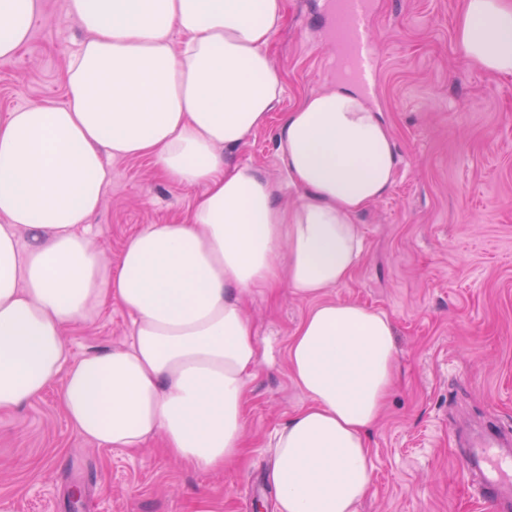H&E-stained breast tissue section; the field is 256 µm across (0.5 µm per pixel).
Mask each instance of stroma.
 Instances as JSON below:
<instances>
[{
	"instance_id": "stroma-1",
	"label": "stroma",
	"mask_w": 512,
	"mask_h": 512,
	"mask_svg": "<svg viewBox=\"0 0 512 512\" xmlns=\"http://www.w3.org/2000/svg\"><path fill=\"white\" fill-rule=\"evenodd\" d=\"M464 0H375L382 71L372 106L392 129L394 185L360 219L362 259L334 300L386 312L396 388L370 437L373 487L358 512H488L462 473L455 427L512 430V77L466 63L454 28ZM324 0H287L271 53L285 93L267 125L230 155L276 180L275 134L307 95L336 86ZM86 37L66 0H43L27 45L0 63V113L65 99L63 72ZM86 235L117 264L126 240L184 219L197 193L161 178L151 158L117 159ZM310 307L280 286L244 309L267 358L246 389L247 457L210 471L169 459L161 441L104 448L66 419L58 387L0 412V512H274L266 482L274 430L303 406L287 347ZM128 314L109 303L66 329L71 360L123 345Z\"/></svg>"
}]
</instances>
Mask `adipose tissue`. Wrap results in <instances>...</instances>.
I'll use <instances>...</instances> for the list:
<instances>
[{"label":"adipose tissue","mask_w":512,"mask_h":512,"mask_svg":"<svg viewBox=\"0 0 512 512\" xmlns=\"http://www.w3.org/2000/svg\"><path fill=\"white\" fill-rule=\"evenodd\" d=\"M88 37L56 105L0 115V411L52 385L78 434L204 470L245 452L248 381L265 359L243 301L287 285L311 307L288 343L307 402L272 438L277 512H357L372 488L369 438L395 379L390 317L327 293L351 278L358 219L392 188L390 127L339 86L305 97L277 132L280 184L227 152L285 92L270 53L286 0H66ZM41 0H0V62L27 44ZM455 43L512 75V0H465ZM149 156L197 188L187 216L150 224L108 270L82 234L109 160ZM297 194L282 202L283 187ZM132 318L124 346L71 361L64 330L106 303Z\"/></svg>","instance_id":"obj_1"}]
</instances>
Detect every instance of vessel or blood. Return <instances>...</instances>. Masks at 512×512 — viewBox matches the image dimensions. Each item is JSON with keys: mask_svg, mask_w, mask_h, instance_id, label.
Returning a JSON list of instances; mask_svg holds the SVG:
<instances>
[{"mask_svg": "<svg viewBox=\"0 0 512 512\" xmlns=\"http://www.w3.org/2000/svg\"><path fill=\"white\" fill-rule=\"evenodd\" d=\"M373 0H333L332 39L336 65L349 71L366 90H375L379 52L370 30ZM461 462L475 476L480 499L495 512H512V434L486 424L472 436L461 453Z\"/></svg>", "mask_w": 512, "mask_h": 512, "instance_id": "b4317fda", "label": "vessel or blood"}]
</instances>
